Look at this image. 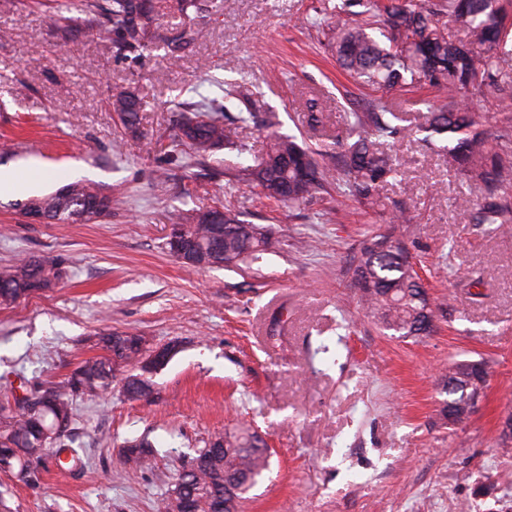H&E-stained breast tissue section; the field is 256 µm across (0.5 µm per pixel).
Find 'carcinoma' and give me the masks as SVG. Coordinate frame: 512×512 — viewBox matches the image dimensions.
<instances>
[{"instance_id":"cac0c4a2","label":"carcinoma","mask_w":512,"mask_h":512,"mask_svg":"<svg viewBox=\"0 0 512 512\" xmlns=\"http://www.w3.org/2000/svg\"><path fill=\"white\" fill-rule=\"evenodd\" d=\"M361 10L356 11L354 7ZM86 27L112 43L118 57L139 56L157 44L174 53L195 43L197 26L167 33L158 23L152 0H81ZM181 18L198 15L200 0H173ZM331 51L353 81L378 93L430 86L436 98L426 105L422 141L437 149L448 167L469 181L484 185V204L476 223L498 231L512 224V125L496 134L493 146L483 129L486 112H473L462 91L496 99L499 115L512 114V3L509 0H343L330 13ZM248 105L234 85L224 89V100L208 104L183 101L177 105V133L169 136L168 156L187 155L204 163L227 148L239 154L251 151L229 139L225 121L229 106ZM141 99L126 87L112 92V110L123 125L138 130ZM325 113L316 98L308 102L307 123L323 125ZM402 113L384 97L370 98L348 116V127L336 138V150L313 153L289 135L274 133L254 164L236 168L228 184L258 188L292 213L331 187L348 193L361 205L380 210L392 224H412L415 215L405 206L385 207L380 190L397 174L396 164L382 148L383 141L405 135ZM56 223H89L111 214L112 198L85 179L68 183L43 196L19 204ZM217 209L175 210L172 226L191 248L182 262L190 270L256 263L268 246V231L240 218L230 209L217 219ZM62 271L56 259L28 256L0 266V306L8 307L42 287L51 290ZM354 283L360 302L376 325L401 338L418 339L433 328L436 308L422 286L410 256L399 238L371 236L355 258ZM104 354L86 359L61 385L30 392L27 399L0 402V471L23 473L34 464L50 462L59 470L82 467L70 434L72 397L95 399L112 385L117 367L128 368L124 392L138 400L151 378L139 379L142 336L130 331L98 335ZM225 445L195 451L177 481L189 483L194 512H238L245 495L270 471L271 455L262 437L247 427L224 430ZM158 454L151 441L125 442L123 458L132 471L149 466Z\"/></svg>"}]
</instances>
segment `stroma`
<instances>
[{"instance_id": "1", "label": "stroma", "mask_w": 512, "mask_h": 512, "mask_svg": "<svg viewBox=\"0 0 512 512\" xmlns=\"http://www.w3.org/2000/svg\"><path fill=\"white\" fill-rule=\"evenodd\" d=\"M336 2L206 0L204 36L173 59L163 46L115 56L76 10L0 0V143L12 147L0 169L32 177L40 195L80 169L112 197L95 224H28L24 193L0 190V266L34 254L63 268L56 288L0 307V401L64 381L100 355L104 330L182 344L153 377L154 402L127 400L119 377L100 398H75L84 472H0V512H160L176 469L241 424L273 452L243 512H512V446L499 436L512 412V232L475 223L481 188L416 135L386 147L399 173L382 194L415 211L402 239L440 307L434 331L413 341L383 335L357 302L353 260L370 235L392 232L383 217L334 192L289 220L274 200L228 187L221 169L252 163L261 122L227 126L252 153L224 149L204 165H166L156 142L172 131L175 103L218 96L233 80L256 95V112L278 113L280 133L332 146L365 97L327 49L322 21ZM116 86L146 103L140 136L109 106ZM312 98L327 115L318 128L305 119ZM163 165L165 183L155 177ZM222 205L270 232L263 262L186 271L167 248L170 210ZM281 307L288 333L275 336ZM465 359L484 361L489 377L453 430L439 415L440 377ZM143 436L158 453L134 474L121 446Z\"/></svg>"}]
</instances>
